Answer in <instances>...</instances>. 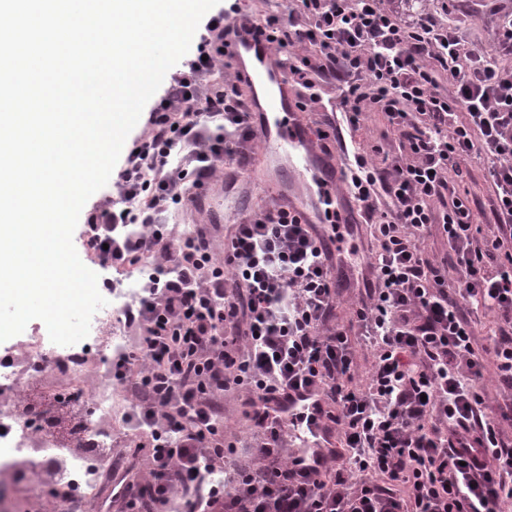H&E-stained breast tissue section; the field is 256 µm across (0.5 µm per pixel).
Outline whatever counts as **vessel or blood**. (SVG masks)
I'll return each instance as SVG.
<instances>
[{"label": "vessel or blood", "instance_id": "b4317fda", "mask_svg": "<svg viewBox=\"0 0 512 512\" xmlns=\"http://www.w3.org/2000/svg\"><path fill=\"white\" fill-rule=\"evenodd\" d=\"M235 74L250 91L249 111L256 127L262 154L269 159L289 162L280 204L301 223L315 225L328 235L326 209L335 210L339 223L351 221L352 204L342 188L343 161L323 153L301 119L295 89L274 59V46L265 37L240 32L231 44ZM319 399L304 387L291 391L288 411L305 420L302 427L306 444L300 457L306 470L318 466L329 454L330 439L319 420Z\"/></svg>", "mask_w": 512, "mask_h": 512}]
</instances>
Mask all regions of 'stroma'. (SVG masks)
Wrapping results in <instances>:
<instances>
[{
  "mask_svg": "<svg viewBox=\"0 0 512 512\" xmlns=\"http://www.w3.org/2000/svg\"><path fill=\"white\" fill-rule=\"evenodd\" d=\"M348 149L367 151L375 163H383L385 159L398 156L399 143L395 141L386 117L380 112L363 114L357 131L345 134ZM492 161L484 155H474L460 165L457 173L451 174L450 181L457 192L465 199L473 210L479 224L490 225L494 217L491 211L492 189L490 169ZM236 198L234 209L225 211L224 221L218 232L212 236L215 245H223L225 237L233 224L241 218L260 213L274 207V200L267 194L253 188L247 172L237 174V182L233 189ZM358 307V291L354 288L343 289L336 298L333 321L348 329L355 350L357 374L355 384L358 388H366L372 364L375 360L373 346L361 339L357 324L356 310ZM112 393L117 403L113 418L116 429L112 445V472L99 475L100 487L95 497L97 504H110V512H122V504L110 501L109 495L115 481L138 483L149 465L150 451L135 447L125 431L123 414L127 409L130 396L125 386L113 382ZM224 476L233 478L237 470L257 468L264 465L265 460L257 446L252 409L248 403V395L242 390H230L224 394Z\"/></svg>",
  "mask_w": 512,
  "mask_h": 512,
  "instance_id": "1",
  "label": "stroma"
}]
</instances>
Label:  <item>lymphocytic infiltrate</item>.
I'll return each mask as SVG.
<instances>
[{
  "label": "lymphocytic infiltrate",
  "instance_id": "1",
  "mask_svg": "<svg viewBox=\"0 0 512 512\" xmlns=\"http://www.w3.org/2000/svg\"><path fill=\"white\" fill-rule=\"evenodd\" d=\"M497 54L466 45L450 18L403 13L384 0H296L262 17L238 4L217 6L197 29L200 47L173 77L146 130L134 139L115 186L139 199L141 230L124 208L94 206L81 230L97 256L100 281L112 271L154 260L127 326L144 329L136 345L112 357L113 379L132 383L129 431L151 461L148 499L121 491L128 512H503L512 504V441L484 412L481 381L494 372L512 390V12L487 0ZM246 27L280 54L302 110L320 103L325 77L338 78L348 128L381 112L411 161L380 167L354 151L346 188L379 249L362 279L357 317L377 348L367 388L354 384L346 332L329 320L338 283L326 245L283 208L232 225L223 254L204 230L171 240L157 212L182 198L184 172L168 170L178 147L196 148L197 185L213 163L245 166L255 137L236 92L202 80L218 74L230 39ZM450 71L452 94L437 75ZM489 155L495 230L480 237L471 210L448 180L466 157ZM441 224L446 263L427 258L420 237ZM465 275L448 286L449 269ZM500 322L488 346L476 345L469 312ZM251 394L252 419L270 464L224 480V393ZM300 386L320 397L325 430L350 455L308 474L276 453L285 425L272 404Z\"/></svg>",
  "mask_w": 512,
  "mask_h": 512
}]
</instances>
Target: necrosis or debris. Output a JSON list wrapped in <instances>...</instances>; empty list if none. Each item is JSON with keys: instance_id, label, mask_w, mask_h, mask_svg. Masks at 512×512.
Listing matches in <instances>:
<instances>
[{"instance_id": "obj_1", "label": "necrosis or debris", "mask_w": 512, "mask_h": 512, "mask_svg": "<svg viewBox=\"0 0 512 512\" xmlns=\"http://www.w3.org/2000/svg\"><path fill=\"white\" fill-rule=\"evenodd\" d=\"M132 294L128 283L113 291L110 304L93 316L83 344L48 352L42 337L21 343L7 378L16 398L6 411L13 431L0 435V499L20 474L32 485L76 484L66 512H89L84 467L112 445V428L103 422L112 413V396L105 385L89 392L87 367L95 355L124 347L112 319ZM19 428L27 432L29 452L23 456L15 450Z\"/></svg>"}]
</instances>
